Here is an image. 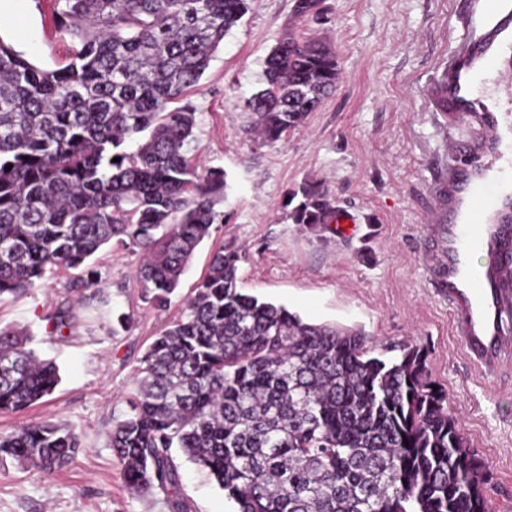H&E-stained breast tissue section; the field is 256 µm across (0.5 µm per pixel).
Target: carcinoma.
I'll return each mask as SVG.
<instances>
[{
	"label": "carcinoma",
	"mask_w": 512,
	"mask_h": 512,
	"mask_svg": "<svg viewBox=\"0 0 512 512\" xmlns=\"http://www.w3.org/2000/svg\"><path fill=\"white\" fill-rule=\"evenodd\" d=\"M322 0H295L288 35L264 59V83L247 102L246 133L274 144L303 126L336 90V52L308 29ZM248 11V0H54L61 32L80 48L43 69L0 40V297L46 273L82 269L103 246L141 253L143 299L171 301L224 201V171L187 156L195 112L177 102ZM466 57L437 88L459 96ZM175 107H170V104ZM120 161H114V158ZM11 170H6V166ZM294 224L331 229L340 208L321 181L286 204ZM242 253L211 256L182 316L150 344L129 413L112 428L125 483L163 493L189 512L172 455L178 448L214 478L238 512H488L484 462L435 387L418 346L373 355L364 333L313 324L238 286ZM63 336L69 311L48 317ZM0 328V414L51 395L56 366ZM80 448L71 427L37 423L0 436V455L50 474Z\"/></svg>",
	"instance_id": "obj_1"
}]
</instances>
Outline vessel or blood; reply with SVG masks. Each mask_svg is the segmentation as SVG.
<instances>
[{
  "label": "vessel or blood",
  "mask_w": 512,
  "mask_h": 512,
  "mask_svg": "<svg viewBox=\"0 0 512 512\" xmlns=\"http://www.w3.org/2000/svg\"><path fill=\"white\" fill-rule=\"evenodd\" d=\"M448 281L452 337L463 358L485 376L512 366V226L452 224L448 262L438 265Z\"/></svg>",
  "instance_id": "vessel-or-blood-1"
}]
</instances>
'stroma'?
Instances as JSON below:
<instances>
[{"label": "stroma", "instance_id": "stroma-1", "mask_svg": "<svg viewBox=\"0 0 512 512\" xmlns=\"http://www.w3.org/2000/svg\"><path fill=\"white\" fill-rule=\"evenodd\" d=\"M294 0H250L188 99L195 109L190 151L201 167L226 175L223 203L170 304L145 303L134 272L139 253L112 246L93 258L98 298L73 270L46 274L37 288L0 298V325L25 329L31 348L53 361L54 392L23 411L0 415V433L32 422L74 428L76 457L44 477L0 459V512H170L163 494L128 487L110 447L128 410L136 369L156 336L176 321L183 298L204 276L212 253L235 242L244 256L239 286L311 323L361 330L377 353L422 347L433 381L489 474V512H512V371L483 378L452 339L448 299L426 255L427 224H485L512 195V28L497 36L464 76L471 113L441 111L435 87L512 0H323L316 35L336 50L343 78L306 123L273 145L250 140L247 100L261 87L266 54L286 37ZM52 0H0V40L44 69L64 65L71 43L52 21ZM478 152L484 167L463 205L444 199L460 171L450 144ZM307 180H321L356 219L354 235L313 232L288 219L284 204ZM69 308L63 337L46 318ZM181 494L192 512H237L215 480L180 459Z\"/></svg>", "mask_w": 512, "mask_h": 512}]
</instances>
